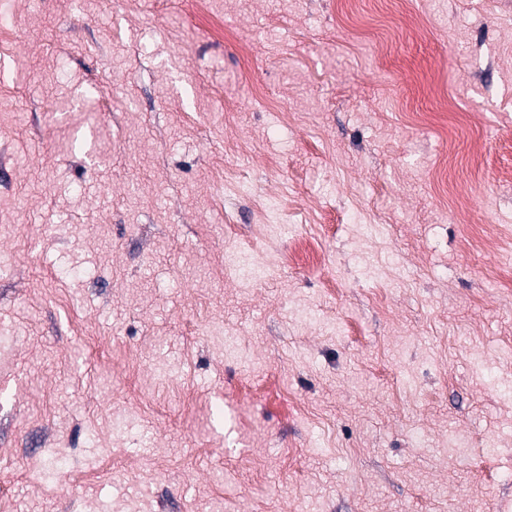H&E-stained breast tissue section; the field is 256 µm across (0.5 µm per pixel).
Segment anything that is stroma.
<instances>
[{"label": "stroma", "mask_w": 512, "mask_h": 512, "mask_svg": "<svg viewBox=\"0 0 512 512\" xmlns=\"http://www.w3.org/2000/svg\"><path fill=\"white\" fill-rule=\"evenodd\" d=\"M490 243L512 0H0V512H512Z\"/></svg>", "instance_id": "stroma-1"}]
</instances>
